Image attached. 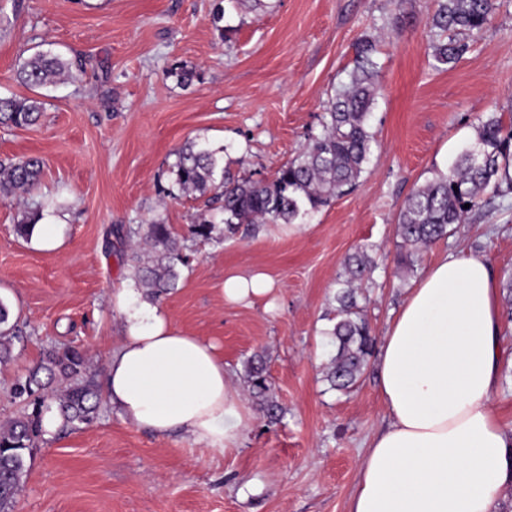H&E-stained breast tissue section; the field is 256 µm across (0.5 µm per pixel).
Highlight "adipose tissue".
Here are the masks:
<instances>
[{"instance_id": "obj_1", "label": "adipose tissue", "mask_w": 512, "mask_h": 512, "mask_svg": "<svg viewBox=\"0 0 512 512\" xmlns=\"http://www.w3.org/2000/svg\"><path fill=\"white\" fill-rule=\"evenodd\" d=\"M230 305L278 290L261 272L231 273ZM122 332L105 396L135 426L203 448L239 447L253 414L219 346L181 331L133 288L112 294ZM503 317L486 255L446 254L411 290L378 353L386 423L372 439L348 512H500L512 486V431L492 405Z\"/></svg>"}]
</instances>
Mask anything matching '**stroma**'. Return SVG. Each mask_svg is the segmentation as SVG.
<instances>
[{
	"label": "stroma",
	"instance_id": "35a3bbf8",
	"mask_svg": "<svg viewBox=\"0 0 512 512\" xmlns=\"http://www.w3.org/2000/svg\"><path fill=\"white\" fill-rule=\"evenodd\" d=\"M271 3L256 13L233 0H0L11 17L0 25L1 96H31L15 72L37 50L87 62L77 80L44 89L36 125H0V160L39 156L47 166L31 195L0 199V299L18 330L0 364V421L30 412L12 391L52 346L81 350L104 384L121 334L112 292L133 285L131 241L118 230L160 219L184 236L204 207L173 182L180 147L207 139L225 146L234 175L272 179L320 132L362 39L374 40L380 67L376 143L356 188L286 231L264 224L227 240L216 225L214 240L189 243L190 264L161 299L181 329L217 342L236 374L261 355L283 419L255 415L241 448L220 451L136 427L100 402L91 423L38 441L13 512H347L365 442L384 424L375 364L344 394L323 378L347 257L363 250L374 262L362 295L378 340L443 253L512 267V190L470 211L414 270L398 262L411 190L447 171L481 119L512 124V0H496L490 22L468 35L469 51L442 67L432 57L438 0ZM175 66L195 71L192 84L169 77ZM35 201L46 205L43 226L25 239L15 226ZM244 270L278 283L273 309L225 304V273ZM502 348L493 405L512 429L510 320Z\"/></svg>",
	"mask_w": 512,
	"mask_h": 512
}]
</instances>
